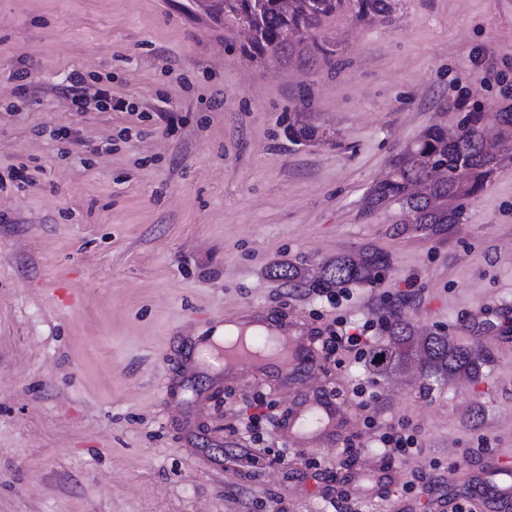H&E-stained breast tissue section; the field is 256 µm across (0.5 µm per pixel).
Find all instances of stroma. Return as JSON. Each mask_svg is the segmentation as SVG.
<instances>
[{
  "mask_svg": "<svg viewBox=\"0 0 512 512\" xmlns=\"http://www.w3.org/2000/svg\"><path fill=\"white\" fill-rule=\"evenodd\" d=\"M316 38L335 66L246 55L199 0H0V512H334L336 478L368 459L311 449L333 466L319 479L251 463L229 408L252 414L262 393L286 413L293 394L185 363L190 338L236 309L336 317L274 265L312 276L386 252L352 318L384 303L416 337L462 346L481 307H512V162L444 231L364 209L428 127L512 109V0H394ZM74 70L113 108L75 110ZM297 111L322 139L289 138ZM485 353L476 377L426 380L413 362L376 376L382 421L419 434L422 460L512 453V344Z\"/></svg>",
  "mask_w": 512,
  "mask_h": 512,
  "instance_id": "stroma-1",
  "label": "stroma"
}]
</instances>
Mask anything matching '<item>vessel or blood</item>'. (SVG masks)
I'll list each match as a JSON object with an SVG mask.
<instances>
[{
  "label": "vessel or blood",
  "mask_w": 512,
  "mask_h": 512,
  "mask_svg": "<svg viewBox=\"0 0 512 512\" xmlns=\"http://www.w3.org/2000/svg\"><path fill=\"white\" fill-rule=\"evenodd\" d=\"M223 321L244 324L248 331L244 345L229 355L225 381L235 382L247 374L273 390L298 389V402L279 427L289 447H329L353 427L354 415L334 395L304 386L305 377L320 368L322 357L314 331L303 317L245 307L225 314ZM474 487L495 500L500 512H512V456L485 459L466 483L453 484L452 490Z\"/></svg>",
  "instance_id": "b4317fda"
}]
</instances>
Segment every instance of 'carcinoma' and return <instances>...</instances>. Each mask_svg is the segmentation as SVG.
Wrapping results in <instances>:
<instances>
[{
	"mask_svg": "<svg viewBox=\"0 0 512 512\" xmlns=\"http://www.w3.org/2000/svg\"><path fill=\"white\" fill-rule=\"evenodd\" d=\"M218 12L237 26L244 52L282 59L285 54L304 53L311 59L332 63L333 44L317 42L310 33L327 18L348 12L358 21H374L392 12L394 0H218ZM485 115L466 112L459 122L460 133L448 137L437 126L429 127L419 140L392 161L388 177L368 191L364 202L369 210L397 202L412 223L440 228L459 222L461 211L453 202L481 191L502 160L512 157V112L497 113L501 127L498 148H487L482 134ZM288 133L297 141H312L316 130L303 124L300 113L288 116ZM389 256L366 248L357 255H339L326 262L311 278L293 265H277L273 277L309 288L329 290L347 284H366L374 272L386 267ZM417 357L428 378L476 374L485 354L478 348L453 344L449 337L429 336L415 342L410 324L402 313L394 314L390 347L372 355L370 367L382 374L396 364Z\"/></svg>",
	"mask_w": 512,
	"mask_h": 512,
	"instance_id": "cac0c4a2",
	"label": "carcinoma"
}]
</instances>
